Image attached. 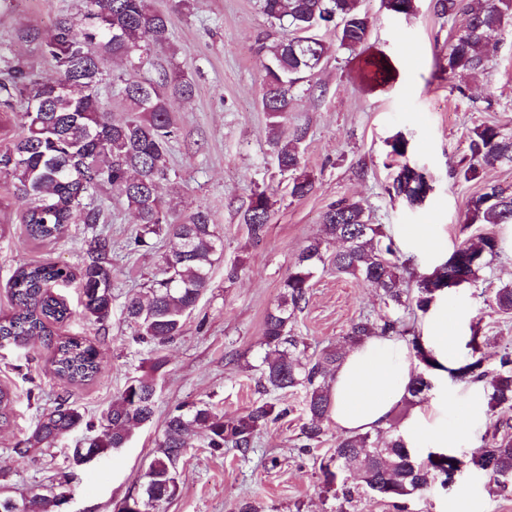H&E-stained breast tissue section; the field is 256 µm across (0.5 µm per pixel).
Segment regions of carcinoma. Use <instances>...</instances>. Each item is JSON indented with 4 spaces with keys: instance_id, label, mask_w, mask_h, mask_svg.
<instances>
[{
    "instance_id": "obj_1",
    "label": "carcinoma",
    "mask_w": 512,
    "mask_h": 512,
    "mask_svg": "<svg viewBox=\"0 0 512 512\" xmlns=\"http://www.w3.org/2000/svg\"><path fill=\"white\" fill-rule=\"evenodd\" d=\"M264 13L285 21L292 37L267 49L261 67V104L275 133L273 145L278 167L292 175L290 194L308 195L314 182L302 170L300 145L306 132L297 129L291 141L278 136L280 119L288 112L290 92L307 75L319 68L330 46L312 35L319 27L334 29L338 47L351 52L363 47L371 21L359 0H262ZM433 10L443 17L462 16V32L448 45V69L481 73L488 58L486 35L500 28L512 16V0H433ZM17 38L32 43L41 56L57 70L58 78L45 80L33 63L15 55L0 67V111L13 112L19 133L11 145L0 150V179L27 200L21 223L34 240L56 238L67 224H102L103 209L93 195L102 188L136 213L139 228L133 248L147 247L154 236H164L170 248L162 256V276L152 281L145 293L125 303L127 318L137 327L142 340L163 343L181 335L184 318L192 312L211 281L212 267L224 251L223 239L215 232L208 211L202 207L178 224L169 221L162 184L168 180L166 157L176 136V118L170 99L194 95V83L178 72L161 73L155 80L139 77L157 45L168 43V17L152 6V0H84L81 18L62 16L50 32L26 27ZM112 57L126 64L117 76L119 94L126 116L112 119V109L97 91L102 82L98 63ZM364 76L389 82L397 70L391 57L371 54L364 59ZM470 161L459 174L467 181L480 177L485 166L512 164V132L495 125L473 130ZM388 191L411 206L425 202L429 191L426 174L405 163L400 166ZM269 197L254 194L243 214L250 238L259 240L268 229ZM323 235L311 240L292 262L281 285L278 303L267 313L263 343L268 352L260 386L264 391L305 389L302 425L305 447L320 442L321 424L331 408L330 381L343 359L339 348L326 349L315 361L304 362L297 354L298 337L291 334L297 312L308 303L309 289L318 266L376 289L383 303L394 308L427 312L437 295L455 281L476 284L488 261L500 253L498 235L488 232L473 242L462 241L442 265L428 275H419L415 288H405L406 262L399 248L381 227L368 223L364 208L356 201H339L323 215ZM475 224H512V193L495 184L468 202L464 228ZM329 240L343 243L328 255L323 245ZM112 241L99 232L87 244L82 267L67 264L18 267L11 278L14 312L0 319V349L19 346L36 336L47 335V323L71 317L67 304L52 289L79 280L83 315L96 323L112 314ZM499 312L512 314V284L497 289L493 298ZM408 333L401 320L379 324L361 316L350 326L346 340L357 345L373 336H402ZM490 338L472 334L469 356L448 374L458 380L479 383L493 408L512 409V353L504 352L494 368L485 365L484 346ZM411 349L419 362L407 387L405 404L415 405L433 388L438 363L424 346L422 337L412 334ZM98 349L78 338L57 342L52 364L54 372L71 382H86L98 373ZM164 365L158 359L150 371L124 386L103 412L102 435L85 448L72 450L77 466L90 455L102 456L111 449L124 448L137 425L150 422L156 410L154 375ZM286 413L271 401H257L245 413L224 419L207 405L189 414L168 416L162 439L143 473V498L134 500L133 512L173 496L177 489L176 461L190 432L199 430L215 450L254 447L259 432ZM83 422L78 408L63 401L41 415L26 449L50 447ZM350 471L355 485L337 482L332 466ZM483 472L499 488L512 485V425L505 424L460 458L451 451H430L421 456L392 419L387 431L375 436L358 433L338 438L336 448L321 465L323 488L350 503L362 486L396 507L418 496L436 480L445 486L462 468ZM64 492L34 494L20 503L19 512H58Z\"/></svg>"
}]
</instances>
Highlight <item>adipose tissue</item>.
Returning <instances> with one entry per match:
<instances>
[{"instance_id":"obj_1","label":"adipose tissue","mask_w":512,"mask_h":512,"mask_svg":"<svg viewBox=\"0 0 512 512\" xmlns=\"http://www.w3.org/2000/svg\"><path fill=\"white\" fill-rule=\"evenodd\" d=\"M457 326V312L446 304L431 314L425 325L423 341L446 367L456 358ZM416 364L408 344L397 338L371 337L348 350L331 383V419L337 429L345 434L385 430L406 394ZM472 413L471 407L459 408L456 422L450 426L443 423L436 403L423 404L412 418L414 433L448 447L467 433Z\"/></svg>"}]
</instances>
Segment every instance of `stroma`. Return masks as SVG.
Here are the masks:
<instances>
[{"label":"stroma","mask_w":512,"mask_h":512,"mask_svg":"<svg viewBox=\"0 0 512 512\" xmlns=\"http://www.w3.org/2000/svg\"><path fill=\"white\" fill-rule=\"evenodd\" d=\"M169 17L170 43L155 48L141 74L158 77L176 69L192 77L191 99H173L179 124L168 155L170 176L164 186L170 218L181 221L206 208L224 240V254L212 270L211 283L187 317L183 333L158 345L144 342L124 315L128 297L144 292L159 277L169 242L131 249L137 221L126 205L105 190L95 203L109 215L103 230L112 238V315L103 325L82 314L78 283L55 288L72 312L63 323L49 324L48 336L20 348L0 350V388L12 396L8 424H0V492L22 499L65 482L68 500L60 512H119L123 502L142 495L140 477L161 439L167 415L176 407L189 410L209 404L232 417L262 400L258 390L266 352L263 321L276 304L291 261L311 238L321 236V217L334 202L357 201L370 223L382 225L425 273L449 258L462 233L468 201L484 183L512 193V166L484 168L479 179L458 173L469 162L474 127L490 124L512 131V18L492 32L485 71L473 76L449 71L448 44L461 28L457 17L437 16L431 0H415L410 14L388 11L381 0H363L371 18L364 51L389 55L396 80L373 88L360 76L361 57L336 47L334 33L323 38L331 49L321 68L292 90V105L281 132L292 137L306 131L302 165L314 182L303 198L290 194L291 175L281 171L270 145L271 127L260 104L261 62L266 46L290 34L286 23L266 16L261 0H152ZM83 0H14L0 10V59L28 57L41 77L56 78L36 46L19 43L23 27L52 29L63 15L79 16ZM363 51V52H364ZM403 135L406 158L389 157V140ZM426 170L432 189L417 207L389 194L401 163ZM271 199L270 224L264 239L252 241L242 220L252 193ZM27 206L0 180V317L12 311L9 281L22 264L65 263L80 267L93 234L84 224L67 225L55 239H31L18 220ZM432 225L442 238L439 249L415 246L407 228ZM503 250L483 272L478 285L452 289L444 300L460 313L459 334L473 331L492 337L485 353L496 364L504 348L512 349V315L502 314L490 300L497 288L512 282V224L496 226ZM236 277H229V270ZM380 322L402 319L422 329L425 314L386 306L373 288L333 269L318 271L309 301L298 313L292 333L307 359L328 347L344 346V337L359 316ZM77 337L100 352L99 371L89 381L72 384L52 372L57 341ZM164 367L156 375V412L151 423L134 428L129 445L108 452L93 464L75 467L73 448L86 445L78 429L50 448L24 452L25 441L39 417L57 402L77 406L87 420L99 422L129 378L148 371L154 359ZM303 388L273 393L286 415L260 431L248 453L209 448L202 434H192L176 465L177 491L149 512H237L241 501L257 512H454L459 493H466L473 512H512V489H497L478 472L465 470L448 486L433 484L422 496L406 500L404 510L361 492L354 506L342 508L333 494L323 493L320 460L329 456L340 432L332 421L313 448H304ZM451 397L444 417L455 420V408L484 401L482 389L444 375L436 379L429 399Z\"/></svg>","instance_id":"stroma-1"}]
</instances>
